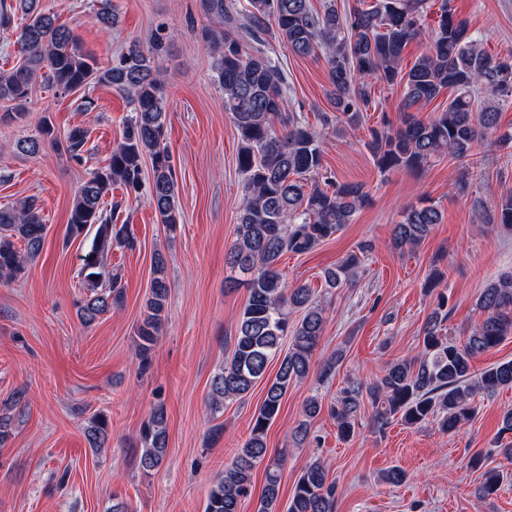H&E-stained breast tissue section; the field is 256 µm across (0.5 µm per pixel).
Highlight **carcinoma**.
Returning <instances> with one entry per match:
<instances>
[{
    "label": "carcinoma",
    "mask_w": 512,
    "mask_h": 512,
    "mask_svg": "<svg viewBox=\"0 0 512 512\" xmlns=\"http://www.w3.org/2000/svg\"><path fill=\"white\" fill-rule=\"evenodd\" d=\"M39 0H0V27L11 25L16 11L26 16L17 38L18 64L0 69V101L13 111L0 121H22L38 74L64 91L90 84L109 85L129 99L132 113L122 140L107 163L91 172L75 193L64 241L89 231L94 235L81 256L86 294L77 314L90 325L124 300L121 279L107 270L114 249L133 251L136 240L126 225L114 224L122 201L147 194L161 223L175 231L180 223L176 206V171L163 143L167 97L154 58L156 45L145 52L133 45L112 65L99 66L72 31L55 14L38 9ZM209 24L198 37L216 56L218 83L224 92V111L231 114L239 135L238 169L244 176V197L228 249L226 263L242 277L229 276L231 287L243 286L248 299L236 322L231 357L210 385L214 412L224 401L242 399L265 382V397L256 409L249 438L224 465L214 482L205 512H239L241 500L252 495L256 466L265 464V482L258 512H277L282 458L268 457L267 434L277 418L288 388L308 376L313 352L327 321L326 310L313 299V289L290 288L277 269L285 253L306 254L351 223L368 201L358 183H340L320 176L322 132L286 112L287 75L275 53L279 46L299 57L326 60L334 115L322 114L321 126L356 128L376 108L373 83L402 87L400 125L384 120L370 129L367 147L381 172L419 170L442 156L470 158L497 133L502 107H512V57L494 58L466 21L455 16L450 0H355L345 12L328 0L319 10L311 0H248L241 14L231 0H199ZM435 12L434 25L426 24ZM426 42L413 64L402 67L409 42ZM451 90L448 104L427 117L416 108ZM495 101L477 108L480 94ZM40 138L23 140L18 149L36 154L47 142L71 160H83L87 130L76 125L59 135L49 119ZM150 159L152 179L143 178V162ZM121 188L124 200L105 201L112 188ZM443 222V213L426 198L407 209L394 225L390 244L412 249ZM512 234V194L496 200L484 220ZM48 228L32 200L0 207V278L12 280L42 252ZM375 244L365 241L337 265L324 270L331 289L353 285ZM164 255H153L154 277L141 322L135 330V357L147 368L165 322L169 283ZM437 305L422 326V344L414 357L390 362L383 375L370 383L353 380L339 391L330 406L340 436L354 435L364 401L371 402L374 420L384 426L400 417L409 427L435 423L448 433L469 422L476 395L492 396L512 388V360L481 371L473 362L512 335V274L501 276L480 293L476 306L483 319L464 342H456L447 325V299ZM296 309L303 315L290 324ZM288 351H283L285 337ZM280 360L274 378L267 376L274 359ZM24 392L18 391L0 411V447L12 435L14 417ZM109 424L102 414L85 430L89 447L103 448ZM512 410L503 413L500 453L512 461ZM138 463L146 471L161 466L167 452L165 408L154 406L139 433ZM478 495L488 497L501 486L503 473L492 468L483 474ZM286 512H336V485L328 481L327 466L309 464L299 476Z\"/></svg>",
    "instance_id": "1"
}]
</instances>
